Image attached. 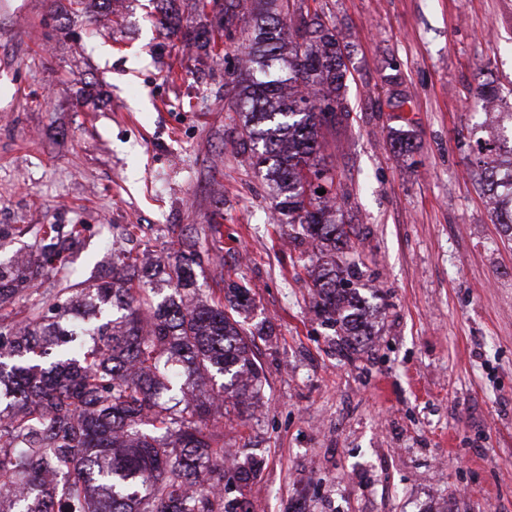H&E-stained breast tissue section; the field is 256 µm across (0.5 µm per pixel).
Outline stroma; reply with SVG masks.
I'll return each mask as SVG.
<instances>
[{
  "mask_svg": "<svg viewBox=\"0 0 512 512\" xmlns=\"http://www.w3.org/2000/svg\"><path fill=\"white\" fill-rule=\"evenodd\" d=\"M160 2L0 0V225L22 230L0 260L34 256L43 225L81 224L67 280L107 279L124 225L142 227L129 249L165 259L178 224L203 296L249 288L238 319L266 383L244 419L216 422L261 462L250 489L222 488L247 512H512V230L469 158L512 111V0H293L350 60V120L323 156L370 305L352 359L314 312L296 226L235 152L238 37L167 38ZM483 77L501 86L491 112L471 107Z\"/></svg>",
  "mask_w": 512,
  "mask_h": 512,
  "instance_id": "obj_1",
  "label": "stroma"
}]
</instances>
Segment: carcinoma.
<instances>
[{
    "instance_id": "cac0c4a2",
    "label": "carcinoma",
    "mask_w": 512,
    "mask_h": 512,
    "mask_svg": "<svg viewBox=\"0 0 512 512\" xmlns=\"http://www.w3.org/2000/svg\"><path fill=\"white\" fill-rule=\"evenodd\" d=\"M246 3L224 4V29L241 33L245 63L233 79L238 150L266 167L278 221L337 255L313 274L315 307L357 351L369 332L361 300L345 288L351 229L337 199L317 194L333 181L323 131L350 119L342 45L318 14L289 13L290 0L259 13ZM498 98L493 82L478 83L476 106ZM471 156L496 200L494 223L512 229V161L502 169L496 146L479 138ZM41 231L37 268L49 273L84 228L72 225L66 239L53 224ZM176 244L178 258L151 266L114 248L112 280L75 297L65 286L20 321L33 271L0 261V512H219L225 457L211 418L243 417L265 377L234 316L251 304L249 289L228 279L223 298L202 299L196 242L181 231ZM160 284L172 293L159 297ZM217 375L216 393L189 392ZM259 468L255 457L234 456L243 489Z\"/></svg>"
}]
</instances>
